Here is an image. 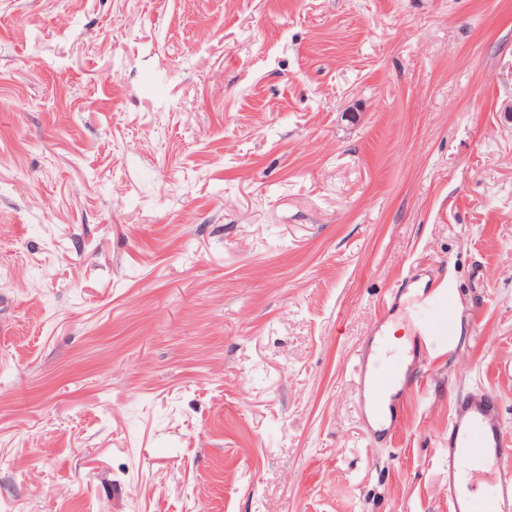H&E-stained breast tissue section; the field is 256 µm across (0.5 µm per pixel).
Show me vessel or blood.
I'll return each mask as SVG.
<instances>
[{
	"instance_id": "vessel-or-blood-1",
	"label": "vessel or blood",
	"mask_w": 512,
	"mask_h": 512,
	"mask_svg": "<svg viewBox=\"0 0 512 512\" xmlns=\"http://www.w3.org/2000/svg\"><path fill=\"white\" fill-rule=\"evenodd\" d=\"M411 314L406 321L407 348L393 352L388 325L376 326L370 345L382 354L381 364L359 356L353 370L357 377L362 419L368 436L376 437L387 422L397 421L396 408L414 384L415 352L433 341L450 344L452 327L459 315L453 290L438 287L423 291L410 283ZM473 468V482L489 478L492 492L486 496L460 494L462 462ZM448 512H512V450L504 444L496 393L482 389L457 403L448 422Z\"/></svg>"
}]
</instances>
